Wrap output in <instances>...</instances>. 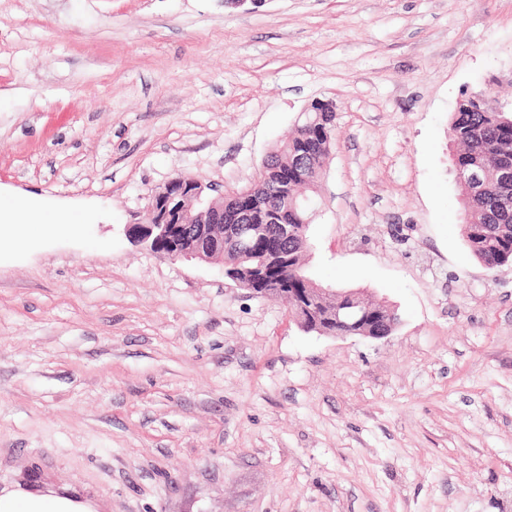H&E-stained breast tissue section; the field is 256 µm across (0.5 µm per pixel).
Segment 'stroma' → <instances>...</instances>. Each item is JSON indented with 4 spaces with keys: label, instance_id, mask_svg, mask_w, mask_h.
<instances>
[{
    "label": "stroma",
    "instance_id": "stroma-1",
    "mask_svg": "<svg viewBox=\"0 0 512 512\" xmlns=\"http://www.w3.org/2000/svg\"><path fill=\"white\" fill-rule=\"evenodd\" d=\"M512 101V0H0V192L84 214L0 243V489L98 512H512V265L463 236L448 121ZM336 130L310 276L401 316L304 332L131 240L178 175L251 186Z\"/></svg>",
    "mask_w": 512,
    "mask_h": 512
}]
</instances>
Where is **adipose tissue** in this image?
I'll return each instance as SVG.
<instances>
[{"label": "adipose tissue", "instance_id": "ef3b65f1", "mask_svg": "<svg viewBox=\"0 0 512 512\" xmlns=\"http://www.w3.org/2000/svg\"><path fill=\"white\" fill-rule=\"evenodd\" d=\"M76 215H58L28 198L0 195V239L29 248L47 234L80 225ZM0 512H89L72 499L54 493L29 494L20 491L0 493Z\"/></svg>", "mask_w": 512, "mask_h": 512}]
</instances>
